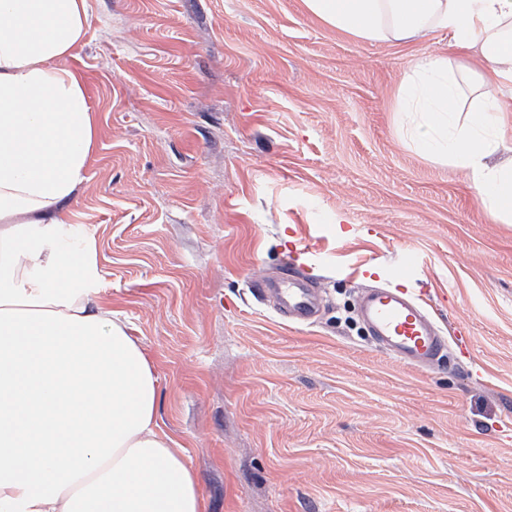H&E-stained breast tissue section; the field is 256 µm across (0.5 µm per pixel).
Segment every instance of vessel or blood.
I'll return each mask as SVG.
<instances>
[{"label":"vessel or blood","instance_id":"vessel-or-blood-1","mask_svg":"<svg viewBox=\"0 0 512 512\" xmlns=\"http://www.w3.org/2000/svg\"><path fill=\"white\" fill-rule=\"evenodd\" d=\"M418 264L415 253H399L390 267V283L360 295L359 315L381 352L402 364L431 368L445 362L450 350L466 353L469 338L460 332L451 338L444 336L428 300L404 288V280L414 274ZM313 282V276L292 266L276 279L251 280L249 287L257 298L273 300L280 317L311 323L319 310V294Z\"/></svg>","mask_w":512,"mask_h":512}]
</instances>
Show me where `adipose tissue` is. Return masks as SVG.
<instances>
[{
    "instance_id": "ef3b65f1",
    "label": "adipose tissue",
    "mask_w": 512,
    "mask_h": 512,
    "mask_svg": "<svg viewBox=\"0 0 512 512\" xmlns=\"http://www.w3.org/2000/svg\"><path fill=\"white\" fill-rule=\"evenodd\" d=\"M355 39L437 31L469 52L485 92L460 118L446 59L417 57L399 109L477 202L512 222V0H303ZM88 0H0V512H205L194 470L155 418L152 366L105 299L91 236L72 210L98 117L72 59Z\"/></svg>"
}]
</instances>
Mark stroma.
I'll use <instances>...</instances> for the list:
<instances>
[{
    "label": "stroma",
    "instance_id": "35a3bbf8",
    "mask_svg": "<svg viewBox=\"0 0 512 512\" xmlns=\"http://www.w3.org/2000/svg\"><path fill=\"white\" fill-rule=\"evenodd\" d=\"M421 53L468 61L438 32L347 37L302 0H89L99 142L74 222L208 512H512V223L406 137ZM296 243L324 257L311 324L248 290ZM402 250L468 355L418 369L371 344L356 291Z\"/></svg>",
    "mask_w": 512,
    "mask_h": 512
}]
</instances>
